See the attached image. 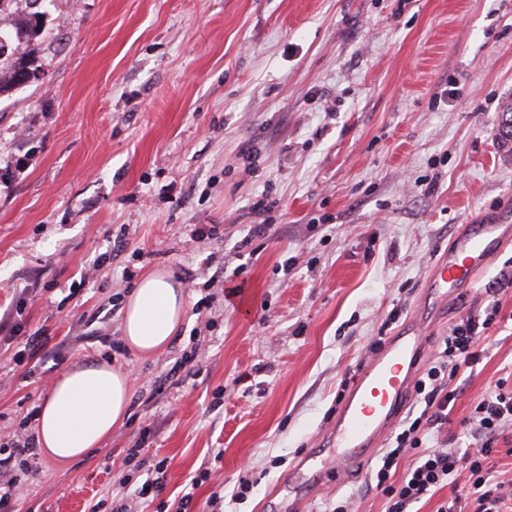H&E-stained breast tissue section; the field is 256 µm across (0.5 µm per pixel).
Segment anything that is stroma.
<instances>
[{"label": "stroma", "mask_w": 512, "mask_h": 512, "mask_svg": "<svg viewBox=\"0 0 512 512\" xmlns=\"http://www.w3.org/2000/svg\"><path fill=\"white\" fill-rule=\"evenodd\" d=\"M49 26L44 78L0 96V323L38 286L26 330L50 337L21 366L0 351V424L36 433L52 380L85 360L121 367L131 398L84 458H32L17 512H161L205 464L195 512L215 493L224 512H271L372 341L415 321L435 343L495 299L505 320L461 376L447 433L466 445L460 422L486 389L512 388V243L448 301L425 283L463 225L512 210L497 128L512 0H55ZM257 224L270 231L241 262ZM239 265L248 286L230 297ZM152 271L194 288L169 347L144 358L124 305ZM161 460L162 496L139 497ZM376 462L304 512H385Z\"/></svg>", "instance_id": "1"}]
</instances>
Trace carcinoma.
<instances>
[{
    "label": "carcinoma",
    "mask_w": 512,
    "mask_h": 512,
    "mask_svg": "<svg viewBox=\"0 0 512 512\" xmlns=\"http://www.w3.org/2000/svg\"><path fill=\"white\" fill-rule=\"evenodd\" d=\"M46 17L45 10L29 12L23 15L15 33L0 31V95L25 87L22 83L25 70L41 69L37 39L44 31ZM500 112L499 136L509 145L512 143V127H506L505 122L512 121V101L504 102Z\"/></svg>",
    "instance_id": "carcinoma-1"
}]
</instances>
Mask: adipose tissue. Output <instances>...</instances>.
Listing matches in <instances>:
<instances>
[{"mask_svg": "<svg viewBox=\"0 0 512 512\" xmlns=\"http://www.w3.org/2000/svg\"><path fill=\"white\" fill-rule=\"evenodd\" d=\"M185 290L169 275L144 276L128 295L123 331L129 348L150 356L165 349L185 313ZM131 383L107 363L74 365L50 386L39 410L38 442L44 454L63 464L99 447L126 415Z\"/></svg>", "mask_w": 512, "mask_h": 512, "instance_id": "adipose-tissue-1", "label": "adipose tissue"}]
</instances>
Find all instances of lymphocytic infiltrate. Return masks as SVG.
Returning a JSON list of instances; mask_svg holds the SVG:
<instances>
[{
    "label": "lymphocytic infiltrate",
    "mask_w": 512,
    "mask_h": 512,
    "mask_svg": "<svg viewBox=\"0 0 512 512\" xmlns=\"http://www.w3.org/2000/svg\"><path fill=\"white\" fill-rule=\"evenodd\" d=\"M500 313L498 302H490L483 315L461 320L432 350L427 368L414 382L421 411L396 428L375 471V489L386 499V512H409L414 504L447 487L451 475L461 470L469 475L462 494L444 501L437 512H463L465 498L473 501L474 512H512V493L503 482L492 480L490 466L500 430L512 426V391H506L504 381L485 392L467 420L472 449L452 451L434 440L435 433L448 426L461 393V374L479 363L480 338ZM33 449L34 438L28 434L0 449L5 457L0 463V512H14L16 474L29 470ZM407 455L412 464L405 473H398V464Z\"/></svg>",
    "instance_id": "obj_1"
}]
</instances>
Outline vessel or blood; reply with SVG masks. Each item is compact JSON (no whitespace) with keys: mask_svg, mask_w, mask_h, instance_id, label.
Returning a JSON list of instances; mask_svg holds the SVG:
<instances>
[{"mask_svg":"<svg viewBox=\"0 0 512 512\" xmlns=\"http://www.w3.org/2000/svg\"><path fill=\"white\" fill-rule=\"evenodd\" d=\"M510 240L512 224L466 225L428 277L430 298L441 301L470 285ZM424 350L425 339L412 323L361 367L326 436L331 455L315 451L300 457L278 484L290 512H302L308 496L349 475L381 445L401 412Z\"/></svg>","mask_w":512,"mask_h":512,"instance_id":"vessel-or-blood-1","label":"vessel or blood"}]
</instances>
